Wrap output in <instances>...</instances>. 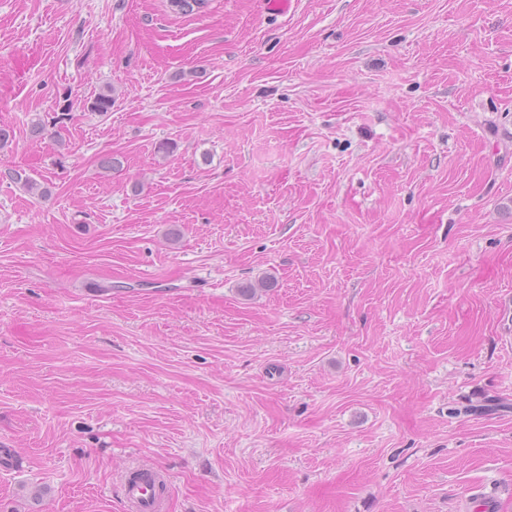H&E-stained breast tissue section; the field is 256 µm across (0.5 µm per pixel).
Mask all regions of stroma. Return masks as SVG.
I'll return each instance as SVG.
<instances>
[{
    "label": "stroma",
    "mask_w": 512,
    "mask_h": 512,
    "mask_svg": "<svg viewBox=\"0 0 512 512\" xmlns=\"http://www.w3.org/2000/svg\"><path fill=\"white\" fill-rule=\"evenodd\" d=\"M0 127V512H512V0H0ZM124 495L131 512H163V500L153 480H128L124 484Z\"/></svg>",
    "instance_id": "35a3bbf8"
}]
</instances>
